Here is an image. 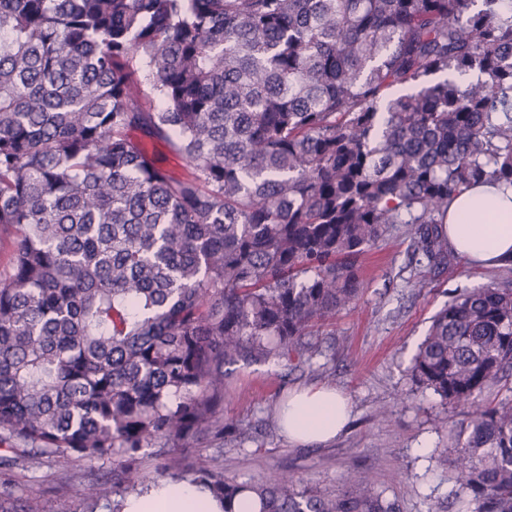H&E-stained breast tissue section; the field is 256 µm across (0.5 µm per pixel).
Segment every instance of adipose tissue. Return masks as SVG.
<instances>
[{"label": "adipose tissue", "instance_id": "obj_1", "mask_svg": "<svg viewBox=\"0 0 512 512\" xmlns=\"http://www.w3.org/2000/svg\"><path fill=\"white\" fill-rule=\"evenodd\" d=\"M449 245L469 264L494 267L512 259V188L478 184L448 208ZM289 440L326 443L346 427L349 404L327 388L301 390L278 407ZM122 512H223L209 492L185 481H162L128 496Z\"/></svg>", "mask_w": 512, "mask_h": 512}]
</instances>
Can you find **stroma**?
<instances>
[{
    "label": "stroma",
    "mask_w": 512,
    "mask_h": 512,
    "mask_svg": "<svg viewBox=\"0 0 512 512\" xmlns=\"http://www.w3.org/2000/svg\"><path fill=\"white\" fill-rule=\"evenodd\" d=\"M412 227L391 225L384 240L362 258V293L314 341L312 362L234 368L224 387L225 421L250 437H208L187 455L195 468L220 465L240 482L290 473L302 485L328 492L344 487L352 471H370L377 492L399 512H470L468 499L449 502L448 471L440 449L450 447L464 415L432 391L416 387L409 372L432 316L454 297L491 285L501 268L459 261L452 272L429 274L411 248ZM327 386L348 397L347 430L328 444H294L281 433L278 405L290 392ZM113 464L46 456L15 457L0 465V494L21 500L26 512H112ZM95 486L91 501L73 488Z\"/></svg>",
    "instance_id": "35a3bbf8"
}]
</instances>
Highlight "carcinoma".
Instances as JSON below:
<instances>
[{
    "mask_svg": "<svg viewBox=\"0 0 512 512\" xmlns=\"http://www.w3.org/2000/svg\"><path fill=\"white\" fill-rule=\"evenodd\" d=\"M485 180L512 186L504 0H0V447L111 460L120 496L186 478L246 435L227 367L312 360L391 224L451 267L448 206ZM411 377L466 416L452 495L512 512V279L448 301ZM190 481L224 512H399L366 476Z\"/></svg>",
    "mask_w": 512,
    "mask_h": 512,
    "instance_id": "carcinoma-1",
    "label": "carcinoma"
}]
</instances>
